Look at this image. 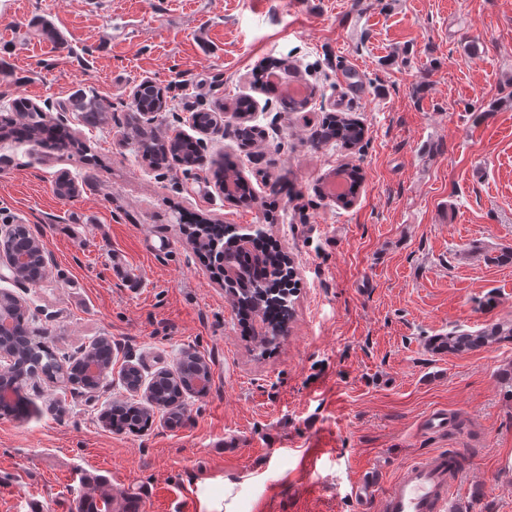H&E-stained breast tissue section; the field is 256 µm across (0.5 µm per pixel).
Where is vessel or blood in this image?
<instances>
[{"label": "vessel or blood", "instance_id": "1", "mask_svg": "<svg viewBox=\"0 0 512 512\" xmlns=\"http://www.w3.org/2000/svg\"><path fill=\"white\" fill-rule=\"evenodd\" d=\"M112 276L137 286L140 271L119 250L112 253ZM462 476L454 455L438 450L406 466L381 501V512H448L450 496Z\"/></svg>", "mask_w": 512, "mask_h": 512}]
</instances>
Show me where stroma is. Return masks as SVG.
<instances>
[{
  "mask_svg": "<svg viewBox=\"0 0 512 512\" xmlns=\"http://www.w3.org/2000/svg\"><path fill=\"white\" fill-rule=\"evenodd\" d=\"M49 21L58 39L45 38ZM286 60L313 94L282 111L256 66ZM165 90L164 129L199 140L204 164L155 168L124 132L136 86ZM97 96L105 122L75 103ZM261 145H242L237 97ZM27 98L62 123L67 149L0 139V226L27 225L47 276L0 278L63 354L112 341L105 386L30 380L28 420L0 417V512H76L84 495L143 512H381L400 470L436 450L463 457L449 512H512V340L463 353L429 343L512 322V0H0V112ZM217 111L225 135L193 113ZM359 120L356 147H312L331 115ZM233 163L253 199L217 188ZM362 175L350 204L321 189ZM77 187L66 199L55 181ZM261 224L298 280L288 333L267 348L229 303L189 223ZM124 252L139 291L112 278ZM210 370L178 421L116 434L113 401L185 353ZM444 409L446 433L423 430ZM377 471L374 492L353 485Z\"/></svg>",
  "mask_w": 512,
  "mask_h": 512,
  "instance_id": "obj_1",
  "label": "stroma"
}]
</instances>
